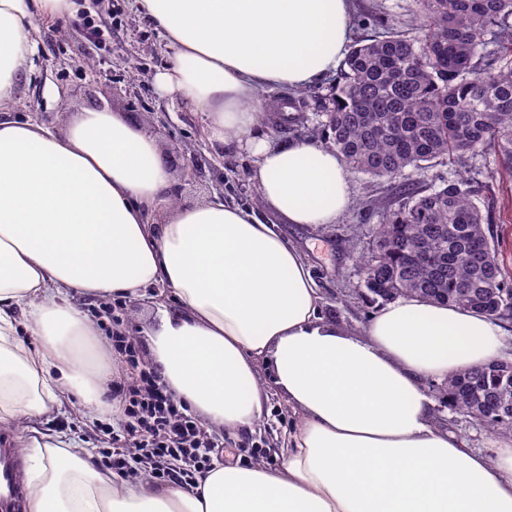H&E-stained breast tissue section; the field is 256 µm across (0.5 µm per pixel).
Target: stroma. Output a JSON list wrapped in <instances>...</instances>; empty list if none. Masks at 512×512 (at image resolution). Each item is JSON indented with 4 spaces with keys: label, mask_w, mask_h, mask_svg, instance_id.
<instances>
[{
    "label": "stroma",
    "mask_w": 512,
    "mask_h": 512,
    "mask_svg": "<svg viewBox=\"0 0 512 512\" xmlns=\"http://www.w3.org/2000/svg\"><path fill=\"white\" fill-rule=\"evenodd\" d=\"M85 7L76 15L54 22H39L40 36L30 55V67L20 82L7 110L16 117L33 116L51 129L62 128L67 117L85 109L107 108L129 114L143 129L154 135L180 187L178 200L194 205L213 196L252 207L263 221L270 214L263 208L256 189L248 180L250 158L242 152L217 154L207 142L203 128L205 116L182 110L178 103L161 96L154 83L171 56L162 33L135 11V0H83ZM417 0H355L352 40H360L391 20H406L418 13ZM108 24L112 37L106 44L84 38L87 21ZM335 81L326 78L320 84L296 91L300 106L291 119H284L276 108L263 110L261 131L276 142L306 138L317 121L316 112L329 97ZM209 161L203 176L189 181L184 169L193 159ZM493 165L489 154L467 157L462 165L442 163L433 174L447 176L463 168L479 187L475 202L489 208L493 235L498 241L500 263L512 276V213L503 204L512 195V184L490 178ZM353 204L336 223L314 227L282 224L280 234L304 255L318 283L322 311L350 333L362 331L375 313L378 299L362 297L363 289L353 255L365 252L371 231L379 224L376 211L367 201L379 196L382 184L363 173L350 176ZM177 304L170 291L148 288L138 301L123 302L119 314L121 329L135 338L136 363L116 356L112 359L115 382L129 381L138 367L152 363L146 314ZM435 424L463 437L470 448L492 453L497 439L477 421L455 413L444 400H437L431 412ZM295 421L287 399L271 392L261 419L252 430L225 438L223 461L245 462L261 459L276 466L284 441ZM117 419L104 418L86 423L77 403L64 405L45 419L43 426L88 448L94 464H101V449L111 447L110 428Z\"/></svg>",
    "instance_id": "35a3bbf8"
}]
</instances>
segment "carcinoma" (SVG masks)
I'll return each mask as SVG.
<instances>
[{
  "instance_id": "carcinoma-1",
  "label": "carcinoma",
  "mask_w": 512,
  "mask_h": 512,
  "mask_svg": "<svg viewBox=\"0 0 512 512\" xmlns=\"http://www.w3.org/2000/svg\"><path fill=\"white\" fill-rule=\"evenodd\" d=\"M419 37L396 21L350 47L330 108L311 129L352 172L387 185L372 248L355 258L366 294L417 296L512 318V283L488 218L463 177L427 179L438 162L490 152L512 182V0H418ZM412 168L417 179L406 180ZM440 395L512 440V360L448 376Z\"/></svg>"
}]
</instances>
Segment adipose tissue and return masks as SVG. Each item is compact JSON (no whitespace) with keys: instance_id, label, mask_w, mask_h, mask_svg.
<instances>
[{"instance_id":"1","label":"adipose tissue","mask_w":512,"mask_h":512,"mask_svg":"<svg viewBox=\"0 0 512 512\" xmlns=\"http://www.w3.org/2000/svg\"><path fill=\"white\" fill-rule=\"evenodd\" d=\"M136 3L173 50L159 91L205 114L211 146L251 157L263 206L289 224L336 223L353 202L341 155L260 134V99L335 72L352 0ZM77 10L0 0L1 105L28 70L36 20ZM174 185L157 139L125 113L86 109L58 132L0 116V425L16 429L27 512H512V441L468 448L432 423L424 386L500 357L497 323L408 296L348 333L273 225L221 198L178 205ZM155 285L178 299L150 333L168 390L229 435L279 391L299 419L277 467L218 463L197 488L158 485L106 474L39 429L70 398L91 423L119 411L112 365L69 296L136 299Z\"/></svg>"}]
</instances>
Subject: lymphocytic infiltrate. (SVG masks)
Here are the masks:
<instances>
[{"label": "lymphocytic infiltrate", "instance_id": "1", "mask_svg": "<svg viewBox=\"0 0 512 512\" xmlns=\"http://www.w3.org/2000/svg\"><path fill=\"white\" fill-rule=\"evenodd\" d=\"M121 403L124 420L116 435L125 445L105 449L106 468L122 477L144 470L156 481L196 488L222 453V441L201 440L196 419L167 391L158 370H140Z\"/></svg>", "mask_w": 512, "mask_h": 512}]
</instances>
